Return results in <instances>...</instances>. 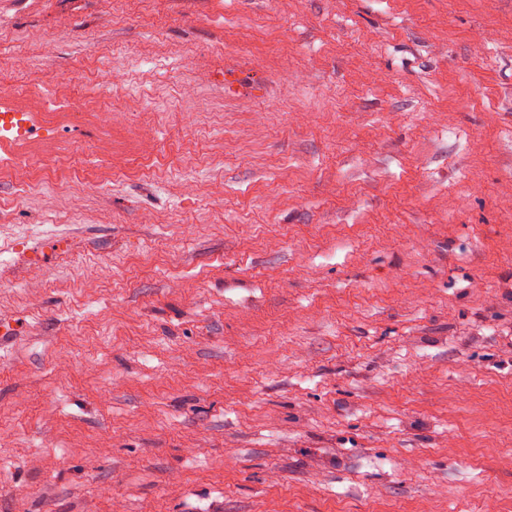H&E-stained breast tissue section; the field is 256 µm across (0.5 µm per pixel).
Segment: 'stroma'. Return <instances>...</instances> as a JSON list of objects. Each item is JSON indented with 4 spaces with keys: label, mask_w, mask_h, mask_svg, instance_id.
Listing matches in <instances>:
<instances>
[{
    "label": "stroma",
    "mask_w": 512,
    "mask_h": 512,
    "mask_svg": "<svg viewBox=\"0 0 512 512\" xmlns=\"http://www.w3.org/2000/svg\"><path fill=\"white\" fill-rule=\"evenodd\" d=\"M22 52L0 512H512V0H0ZM40 167H42L40 164L29 160L14 161L8 167V178L22 187H29Z\"/></svg>",
    "instance_id": "35a3bbf8"
}]
</instances>
